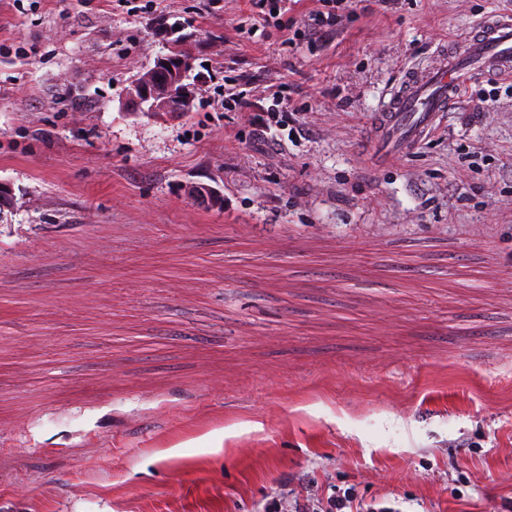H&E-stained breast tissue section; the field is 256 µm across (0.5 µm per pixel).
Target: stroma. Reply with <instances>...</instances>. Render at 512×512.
<instances>
[{
    "label": "stroma",
    "mask_w": 512,
    "mask_h": 512,
    "mask_svg": "<svg viewBox=\"0 0 512 512\" xmlns=\"http://www.w3.org/2000/svg\"><path fill=\"white\" fill-rule=\"evenodd\" d=\"M495 13L369 0L312 50L249 0H0V512H512V94L369 134ZM177 46L191 111H128ZM349 509V510H345ZM358 511L353 510L352 501L350 498H346L344 496L328 498L326 504L320 500L314 499H306L302 503L300 501H295V511L294 512H353Z\"/></svg>",
    "instance_id": "35a3bbf8"
}]
</instances>
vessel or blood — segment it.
Here are the masks:
<instances>
[{"label": "vessel or blood", "mask_w": 512, "mask_h": 512, "mask_svg": "<svg viewBox=\"0 0 512 512\" xmlns=\"http://www.w3.org/2000/svg\"><path fill=\"white\" fill-rule=\"evenodd\" d=\"M480 76L512 77V14L486 17L460 46L438 51L429 65L406 73L375 117L373 133L383 152L414 149Z\"/></svg>", "instance_id": "obj_1"}]
</instances>
